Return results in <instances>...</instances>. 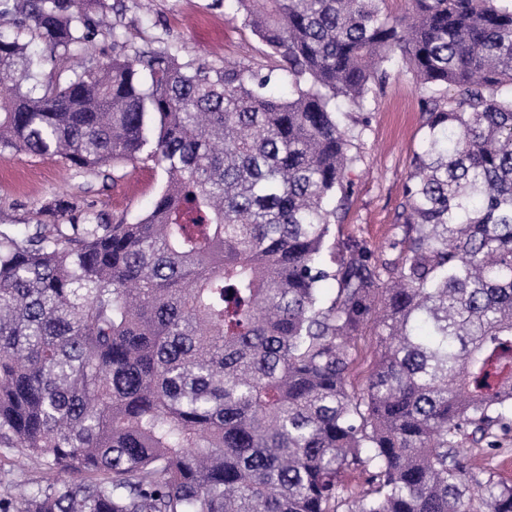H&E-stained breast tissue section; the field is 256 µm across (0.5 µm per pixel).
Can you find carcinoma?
I'll list each match as a JSON object with an SVG mask.
<instances>
[{
  "mask_svg": "<svg viewBox=\"0 0 512 512\" xmlns=\"http://www.w3.org/2000/svg\"><path fill=\"white\" fill-rule=\"evenodd\" d=\"M386 2L224 0L263 70L135 49L99 19L123 0H0V152L168 175L133 222L0 224V448L53 473L0 512H512L463 448L512 432V6ZM97 34L112 54L64 66ZM399 60L424 105L401 234L338 253L340 106ZM376 342L373 336H362L358 340V365L355 382L362 384L370 373L375 359Z\"/></svg>",
  "mask_w": 512,
  "mask_h": 512,
  "instance_id": "carcinoma-1",
  "label": "carcinoma"
}]
</instances>
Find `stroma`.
I'll list each match as a JSON object with an SVG mask.
<instances>
[{"label": "stroma", "mask_w": 512, "mask_h": 512, "mask_svg": "<svg viewBox=\"0 0 512 512\" xmlns=\"http://www.w3.org/2000/svg\"><path fill=\"white\" fill-rule=\"evenodd\" d=\"M123 23L132 43L163 40L180 48L183 60L220 64L245 61L272 64L264 44L241 18L224 10L222 0H125ZM346 127L359 132L355 192L347 216L335 229L337 242L355 238L372 247L387 246L399 234V205L411 159L423 135L421 93L413 75H394L362 106H343ZM166 184L154 165L124 167L112 181L85 188L68 178L59 159L0 153V222L50 224L57 199L85 201L112 218L145 215ZM477 468L512 484V434L493 448L467 445Z\"/></svg>", "instance_id": "obj_1"}]
</instances>
